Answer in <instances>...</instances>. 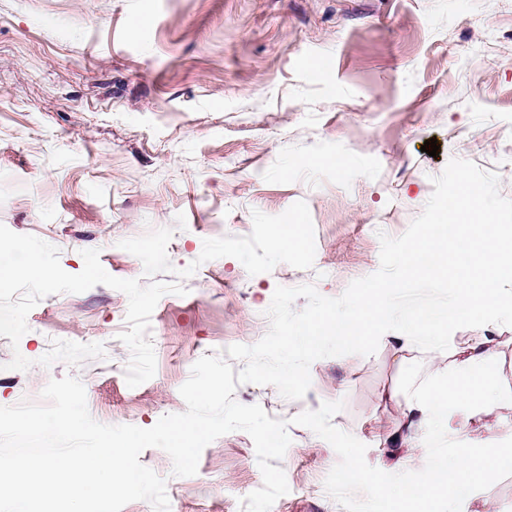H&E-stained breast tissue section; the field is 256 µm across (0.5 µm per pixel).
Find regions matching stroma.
Returning a JSON list of instances; mask_svg holds the SVG:
<instances>
[{
  "mask_svg": "<svg viewBox=\"0 0 512 512\" xmlns=\"http://www.w3.org/2000/svg\"><path fill=\"white\" fill-rule=\"evenodd\" d=\"M431 139L433 156L422 150ZM453 158L497 173L512 199V0H0V224L57 247L71 274L95 249L109 274L143 278L118 243L161 227L174 230V269L199 264L187 295H164L152 313V379L127 385L128 299L98 285L43 298L18 345L0 337V406L42 403L50 380L72 375L103 424L149 428L185 411L179 389L193 364L258 342L276 287L337 297L376 272L380 234L407 230ZM300 200L315 230L311 268L252 276L232 257L200 262L204 240L249 235L252 211L278 215ZM490 332L499 401L481 421L458 415L452 432L430 437L450 460L512 443V310L449 327L460 342ZM57 339L102 343L106 356L41 366ZM17 352L28 370L8 369ZM445 367L431 351L395 364L383 343L371 356L315 361L299 400L238 385L237 402L290 422L279 463L289 491L271 512H344L324 487L336 452L292 417L343 402L333 425L388 473L389 426ZM388 388L396 402L382 400ZM140 461L166 478L170 512H241L263 484L243 431L205 447L190 477L172 476L159 448ZM435 510L512 512V467Z\"/></svg>",
  "mask_w": 512,
  "mask_h": 512,
  "instance_id": "obj_1",
  "label": "stroma"
}]
</instances>
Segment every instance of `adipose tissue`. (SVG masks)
Here are the masks:
<instances>
[{
    "label": "adipose tissue",
    "instance_id": "adipose-tissue-1",
    "mask_svg": "<svg viewBox=\"0 0 512 512\" xmlns=\"http://www.w3.org/2000/svg\"><path fill=\"white\" fill-rule=\"evenodd\" d=\"M439 210L440 223L426 226L404 247L400 260L408 272L433 271L455 290V302L444 314L454 322L499 303V283L512 279V227L499 222L483 193L462 182L449 191ZM440 315L424 309L412 318L397 319L401 327L395 338L399 352L412 345L427 346L439 350L448 365L446 376L406 403L388 433L392 465H402L414 457L425 471L421 483L400 492L394 512H429L433 501L450 492L470 496L476 481H492L512 464V447L508 445L468 449L450 468L433 462V454L426 448L423 429H448L456 414L477 417L487 413L491 405V338L462 343L447 340L435 333ZM391 317L380 292L369 289L361 294L348 318L338 321L318 314L303 334L311 343L327 335L355 343L378 335L382 321Z\"/></svg>",
    "mask_w": 512,
    "mask_h": 512
}]
</instances>
